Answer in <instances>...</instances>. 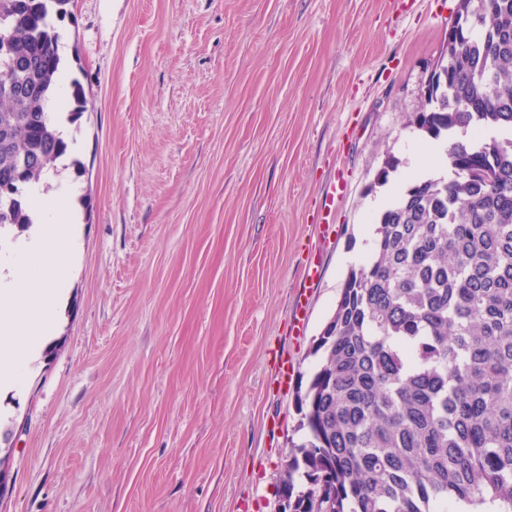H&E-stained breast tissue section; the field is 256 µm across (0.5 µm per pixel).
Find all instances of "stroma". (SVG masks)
Returning <instances> with one entry per match:
<instances>
[{"label": "stroma", "mask_w": 512, "mask_h": 512, "mask_svg": "<svg viewBox=\"0 0 512 512\" xmlns=\"http://www.w3.org/2000/svg\"><path fill=\"white\" fill-rule=\"evenodd\" d=\"M457 2L71 4L61 90L86 104L58 176L81 222L23 380H0V512H277L310 347L372 248L384 156L416 175L407 118ZM345 190L346 185L343 182H338L337 184L335 183L330 185L326 192L323 208L321 211V217L318 224L320 232L324 238L330 236L335 222L334 209L336 196L339 197Z\"/></svg>", "instance_id": "stroma-1"}]
</instances>
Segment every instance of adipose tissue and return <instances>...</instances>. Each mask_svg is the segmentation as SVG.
Wrapping results in <instances>:
<instances>
[{"mask_svg": "<svg viewBox=\"0 0 512 512\" xmlns=\"http://www.w3.org/2000/svg\"><path fill=\"white\" fill-rule=\"evenodd\" d=\"M75 194V187L64 182L43 181L28 190L37 213L35 241L0 261V335L6 339L0 347V376L19 377L61 286L58 273L70 267L71 238L62 228L78 222L70 205Z\"/></svg>", "mask_w": 512, "mask_h": 512, "instance_id": "adipose-tissue-1", "label": "adipose tissue"}]
</instances>
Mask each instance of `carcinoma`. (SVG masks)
<instances>
[{"label": "carcinoma", "instance_id": "1", "mask_svg": "<svg viewBox=\"0 0 512 512\" xmlns=\"http://www.w3.org/2000/svg\"><path fill=\"white\" fill-rule=\"evenodd\" d=\"M72 0H0V37L18 69L0 75V190L10 225L34 223L25 196L68 144L47 111L63 67ZM480 25L448 39L443 70L409 123L435 140L453 178L418 179L377 217L310 353L299 428L280 479L295 512H512V0H484ZM75 122L84 107L70 82ZM504 136L480 146L472 129Z\"/></svg>", "mask_w": 512, "mask_h": 512}]
</instances>
